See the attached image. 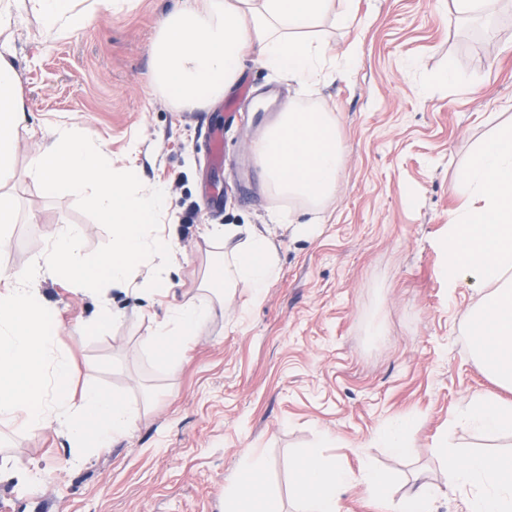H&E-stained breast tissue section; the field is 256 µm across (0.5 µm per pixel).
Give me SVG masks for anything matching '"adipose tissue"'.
<instances>
[{"mask_svg": "<svg viewBox=\"0 0 512 512\" xmlns=\"http://www.w3.org/2000/svg\"><path fill=\"white\" fill-rule=\"evenodd\" d=\"M355 0H192L162 20L151 45V84L170 104L192 111L221 100L237 81L246 58L303 86L319 82L328 48L313 30L325 17L348 24ZM33 13L45 39L82 30L97 11L96 0H0V29L10 28L18 9ZM18 76L0 57V174L13 160L15 136L26 125ZM270 193L316 212L335 192L341 170L333 113L284 107L254 145ZM27 173L44 194L87 196L112 228V250L93 261L79 252L80 232L64 226L48 253L36 255L21 276L0 278V417L30 430L55 427L71 450L109 447L141 415L123 399L97 388L73 398L70 362L55 352L58 320L33 279L68 281L74 291L130 285L138 266L152 274L142 290H167L166 269L177 243L161 219L168 212L164 185L144 184L135 164L115 165L112 154L74 123L41 134ZM454 191L464 206L454 211L439 242L440 275L449 289L470 284L484 291L467 312L470 355L501 390L464 399L453 427L488 435H512V129L482 143ZM224 241V261L211 277L225 297L244 289L261 297L279 275L274 243L250 225L228 224L215 232ZM212 304L183 299L168 307L144 344L168 366L212 320ZM448 484L465 512H512V455L458 453L452 434L435 446ZM293 495L300 512H342V494L362 483L385 499L387 477L372 466L352 474L327 460L321 448L304 449L296 460ZM263 460L254 456L230 486L226 512H272L255 485Z\"/></svg>", "mask_w": 512, "mask_h": 512, "instance_id": "ef3b65f1", "label": "adipose tissue"}]
</instances>
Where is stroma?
I'll use <instances>...</instances> for the list:
<instances>
[{"instance_id":"1","label":"stroma","mask_w":512,"mask_h":512,"mask_svg":"<svg viewBox=\"0 0 512 512\" xmlns=\"http://www.w3.org/2000/svg\"><path fill=\"white\" fill-rule=\"evenodd\" d=\"M175 2L112 0L59 41L17 14L9 59L32 123L80 124L114 162L134 160L144 182H162L178 249L168 295L112 291L121 319L81 341L75 331L96 322L98 295L40 280L58 314L56 347L70 358L73 390L114 393L141 418L76 463L55 428L0 419V464L35 476L22 490L0 481V512H224L225 492L252 454L264 459L274 512H293L295 460L326 433L325 457L354 472L366 462L378 467L391 500L419 475L437 488V512H463L432 446L460 402L494 384L469 354L464 320L481 292L449 291L438 243L476 148L512 128V0H498L487 27L437 16L432 0H357L350 24L327 19L316 28L328 44L327 76L306 92L245 62L239 86L272 88L336 117L341 175L311 238L271 222L281 201L264 172L240 183L238 168L264 127L247 105L226 123L236 88L209 108L179 112L151 87V44ZM354 43L358 61L341 71ZM446 70L454 82H438ZM216 126L225 130V163L211 169L205 157ZM37 145L18 132L5 178L17 220L0 227V274L28 269L66 225L80 228L87 258L112 247L110 225L88 203L44 196L28 177ZM224 224H254L271 237L279 277L260 300L238 293L165 368L142 339L169 304L215 297L200 282L224 257L223 242L208 236ZM403 414L415 419L412 453L397 458L375 438Z\"/></svg>"}]
</instances>
